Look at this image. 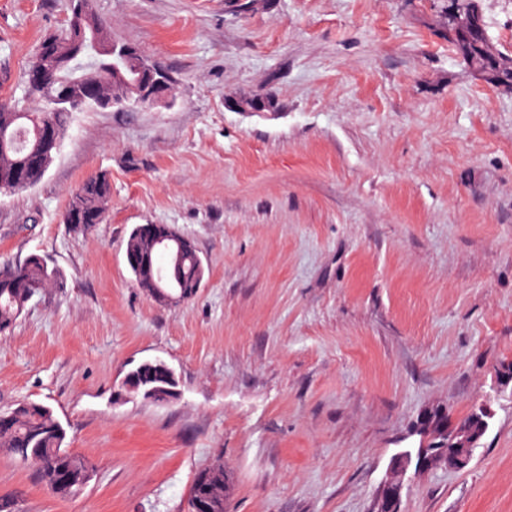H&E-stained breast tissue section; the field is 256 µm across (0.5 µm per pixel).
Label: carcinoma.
<instances>
[{
    "label": "carcinoma",
    "mask_w": 512,
    "mask_h": 512,
    "mask_svg": "<svg viewBox=\"0 0 512 512\" xmlns=\"http://www.w3.org/2000/svg\"><path fill=\"white\" fill-rule=\"evenodd\" d=\"M448 41L458 47L465 62L486 76L499 87L512 89V59H497L489 51L482 16L475 0H454V12L448 18ZM45 55L63 62L64 76L73 77L86 73L96 81L94 96L103 100L128 98L136 93L121 80L112 76V55L101 51L95 43L77 38L73 17H68L65 30L45 38L37 48L30 65H36ZM27 95L42 103V107L29 111L14 107L12 111H0V171L19 169L26 154L39 145L37 127L41 121H51L61 135H66L73 110L65 105L47 111L42 94L27 89ZM111 196V183L101 173L90 177L72 196L64 215V223H79L83 211H95L104 219ZM198 251L178 256L166 254L167 265L177 275L180 288H196L203 285L206 269L198 263ZM156 246L150 231L138 224L129 234L125 259L138 287H153L134 264L146 262L150 274H155ZM57 282V273L48 266L44 257L31 254L19 263L0 262V334L10 331L17 323L27 304L29 293L38 294ZM125 386L129 392L157 402H167L176 397L177 379L174 371L162 360H147L138 364L126 375ZM10 425L0 427V451L21 463H33L37 467L39 482L45 486L52 481L55 471L71 463L69 450L63 447L66 432L53 411L39 403L24 402L3 412ZM210 495L215 502L224 501V466L211 465L194 478L188 500Z\"/></svg>",
    "instance_id": "carcinoma-1"
}]
</instances>
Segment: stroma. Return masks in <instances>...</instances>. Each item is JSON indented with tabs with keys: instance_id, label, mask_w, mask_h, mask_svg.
I'll return each mask as SVG.
<instances>
[{
	"instance_id": "stroma-1",
	"label": "stroma",
	"mask_w": 512,
	"mask_h": 512,
	"mask_svg": "<svg viewBox=\"0 0 512 512\" xmlns=\"http://www.w3.org/2000/svg\"><path fill=\"white\" fill-rule=\"evenodd\" d=\"M451 0H93L114 41L168 69V105L76 112L34 186L0 196V261L46 256L63 285L0 334V411L49 406L96 466L74 497L0 453L16 512H188L222 463L228 512H374L392 456L432 409L494 416L467 467L407 474L402 512H512V90L444 36ZM512 58V0H478ZM68 0H0V100ZM274 95L269 111L244 100ZM103 172L101 223L63 222ZM168 224L207 267L154 300L124 259ZM161 359L178 396L130 394Z\"/></svg>"
}]
</instances>
